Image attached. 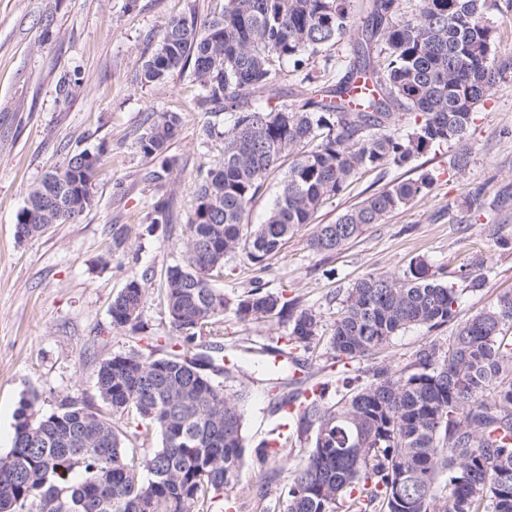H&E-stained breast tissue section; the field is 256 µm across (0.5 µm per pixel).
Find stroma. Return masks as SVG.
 I'll list each match as a JSON object with an SVG mask.
<instances>
[{
	"instance_id": "1",
	"label": "stroma",
	"mask_w": 512,
	"mask_h": 512,
	"mask_svg": "<svg viewBox=\"0 0 512 512\" xmlns=\"http://www.w3.org/2000/svg\"><path fill=\"white\" fill-rule=\"evenodd\" d=\"M224 0H0V453L14 436L22 399L36 397L40 413L54 411L68 396L99 403L101 360L129 351L134 340L113 328V300L133 275L146 279L140 310L141 333L167 338L174 330L163 293L164 273L182 258L184 229L194 206L199 165L218 158L219 138L203 134L200 86L191 73L162 84L141 81L143 61L155 49L172 16L222 13ZM51 27H44V17ZM79 77L69 98L58 95L61 79ZM178 113L180 125L168 154L175 160L171 180H146L151 162L134 139L152 111ZM470 163L453 169L458 147L441 145L420 157L419 170L433 171L436 183L424 196L366 227L353 242L333 253L310 249L315 225L329 224L349 208L407 177L408 169L358 175L349 189L329 200L313 223L301 227L263 272L233 256L214 286L235 299L261 279L275 292L313 307L331 327L338 293L369 274L400 276L417 262L462 293L458 321H465L512 291V79L498 83L475 115L466 140ZM105 147L92 185L94 204L79 223L53 224L41 235L18 241L17 216L29 188L61 168L75 152ZM478 195L479 210L465 200ZM164 207L167 221L147 228L149 212ZM123 233L122 245L113 237ZM487 261L482 290L466 286L472 259ZM224 333L260 344H275L288 326L278 319L244 325L223 317ZM452 326H414L395 336L379 355L349 367L334 364L328 342L317 347L310 382L328 401L344 394V378L375 365L402 368L425 343H447ZM252 367L237 374L247 387L244 434L254 449L280 420L263 385L250 382ZM266 498H258L257 488ZM285 476L276 464L258 467L246 460L238 483L244 512H265L283 493Z\"/></svg>"
}]
</instances>
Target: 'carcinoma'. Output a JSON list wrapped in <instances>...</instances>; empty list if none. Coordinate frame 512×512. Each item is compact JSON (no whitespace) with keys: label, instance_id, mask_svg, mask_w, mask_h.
Returning <instances> with one entry per match:
<instances>
[{"label":"carcinoma","instance_id":"carcinoma-1","mask_svg":"<svg viewBox=\"0 0 512 512\" xmlns=\"http://www.w3.org/2000/svg\"><path fill=\"white\" fill-rule=\"evenodd\" d=\"M402 2L369 0L358 15L353 0H225L219 16L169 21L141 81L161 84L191 71L207 116L204 135L224 139L223 154L198 170L183 258L164 275L178 335L162 344L150 337L144 352L102 360L97 389L109 413L67 396L43 415L27 399L16 413L12 447L0 455V512H209L210 493L218 491L233 501L246 456L245 390L224 392L195 363L230 374L215 329L228 308L242 324L274 316L288 322L283 339L305 353L315 352L323 325L315 310L282 300L258 279L230 303L212 277L239 252L267 269L288 236L362 172L407 167L448 143L460 146L452 166L466 169L475 114L512 76V53L499 50L489 17L493 0H416L410 15ZM341 44L351 57L327 55L322 73L306 72L301 105H262L259 94L284 63L298 69ZM333 67L344 75L327 85L323 77ZM401 111L413 115L404 133L396 129ZM178 126L177 113L155 110L135 140L153 163L148 178L155 183L171 178L168 149ZM103 155L102 148L75 153L32 186L18 240L89 211L88 187ZM284 157L282 188L264 220L244 223ZM434 181L427 170L390 183L334 223L316 225L310 248H342ZM146 295L144 280L128 279L112 302V326L137 330ZM460 303L458 291L421 261L402 278L370 274L344 292L329 346L337 359L359 362L412 326L454 321ZM511 331L512 292L458 324L448 344H426L399 370L368 369L366 380L333 404L321 390L303 395V380L294 377L300 358L271 366L268 348L240 349L238 361L260 363L259 381L289 428L254 450L258 463L288 457L295 439L309 445L268 512H512ZM290 386L296 393L286 392ZM117 414L144 423L161 447L128 452Z\"/></svg>","mask_w":512,"mask_h":512}]
</instances>
